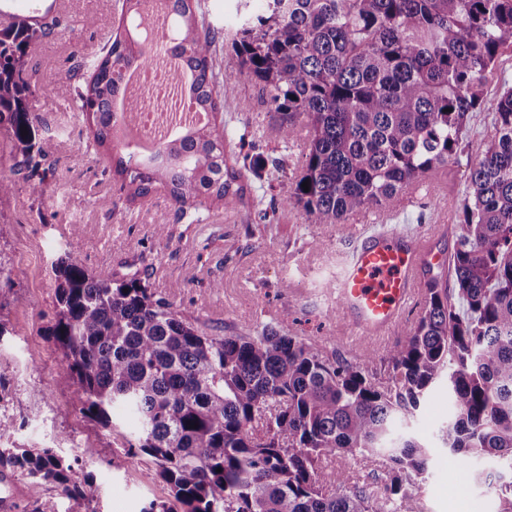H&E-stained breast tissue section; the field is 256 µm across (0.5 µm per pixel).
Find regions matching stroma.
Wrapping results in <instances>:
<instances>
[{
    "label": "stroma",
    "instance_id": "obj_1",
    "mask_svg": "<svg viewBox=\"0 0 512 512\" xmlns=\"http://www.w3.org/2000/svg\"><path fill=\"white\" fill-rule=\"evenodd\" d=\"M207 25L216 32L212 64L216 74L234 65L230 38L245 14L262 13L265 0H200ZM94 25H86V18ZM121 0H62L49 35L28 50L32 106L40 132L54 139L52 153L42 162L47 179L32 192L23 174L14 172L15 159L0 144V177L12 178L14 193L0 200V420L8 422L19 443L60 446L75 457L81 446L95 450L83 466L93 476L87 497L69 498L49 481L17 476L26 490L17 512H35L53 500L58 512H142L149 502L170 497L155 460L147 455L129 461L124 442L131 431L123 408H115L118 430L109 431L81 410L77 387L56 384L61 351L46 329L56 304L51 263L68 248L71 225H80L77 242L87 269L105 270L116 278L137 275L158 297L169 301L201 332L239 336L256 324L270 322L283 332L312 345L323 355L350 362L373 379H386L393 337L384 350L364 353L346 342L340 323L328 319L334 308L329 286L339 277L353 225L372 219V211L350 216L343 224L310 223L301 208L281 209L280 194L292 179L302 142L283 144L270 108V92L248 75L218 83L224 110L217 116L248 185V195L236 212L219 205L199 207L197 220L176 219L178 206L165 191L134 198L122 190L112 167L113 155L95 145L87 121L75 101L66 99L60 82L83 90L93 74L92 61L117 35L123 34ZM490 112L468 116L469 132L448 167L437 173L438 196L459 208L470 169L482 138L489 130ZM259 148L266 163L254 172L244 168L243 154ZM111 205H101V197ZM168 227L157 235V225ZM290 288H281L282 279ZM222 282L214 290V282ZM293 316L281 321L283 309ZM455 410L446 381L433 384L425 400L403 429L427 448L422 474L412 476L409 489L419 512H473L472 501L498 512L500 503L482 481L496 466L483 457L461 468L445 447L442 430ZM345 467L354 482L383 486L385 462L379 457L327 459L323 471Z\"/></svg>",
    "mask_w": 512,
    "mask_h": 512
}]
</instances>
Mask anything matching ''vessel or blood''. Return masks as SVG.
<instances>
[{"mask_svg": "<svg viewBox=\"0 0 512 512\" xmlns=\"http://www.w3.org/2000/svg\"><path fill=\"white\" fill-rule=\"evenodd\" d=\"M57 0H0V23L52 26ZM394 211L355 231L356 246L337 282L336 303L352 341L384 344L423 299L422 273L433 264L432 238L392 229Z\"/></svg>", "mask_w": 512, "mask_h": 512, "instance_id": "vessel-or-blood-1", "label": "vessel or blood"}]
</instances>
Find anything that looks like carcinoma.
<instances>
[{
	"instance_id": "cac0c4a2",
	"label": "carcinoma",
	"mask_w": 512,
	"mask_h": 512,
	"mask_svg": "<svg viewBox=\"0 0 512 512\" xmlns=\"http://www.w3.org/2000/svg\"><path fill=\"white\" fill-rule=\"evenodd\" d=\"M164 2L178 21L169 51L180 60V97L193 112L217 115L224 103L199 0ZM266 2L232 39L237 64L224 69V82L245 73L270 88L283 143L306 133L283 209L342 224L402 197L455 159L469 113L493 112L458 209L456 297L440 278L428 280L413 332L391 357V383L380 386L271 325L208 336L138 277L89 271L71 245L54 263L47 330L62 352L58 385L78 386L82 412L105 429L117 428L115 406L134 413L127 455L152 457L171 496L143 512H390L427 454L394 435V423L439 379L456 408L444 436L459 465L485 457L512 472V88L489 102L483 93L502 49L512 47V0ZM45 35L25 25L0 30V126L21 171L38 169L52 150L23 78L28 47ZM140 37L135 26L116 37L78 93L99 147L112 148V135L136 124L150 101L144 94L112 109L127 92V73L168 66L153 50H134ZM114 173L133 197L164 188L179 204L177 219L190 222L188 210L245 194L216 126L162 138L147 161L129 152ZM373 454L388 465L380 493L345 490L342 468L331 474L334 490L316 477L322 458ZM78 463L53 448L17 447L0 423L1 468L84 498L89 481ZM484 482L500 512H512V477L491 472Z\"/></svg>"
}]
</instances>
